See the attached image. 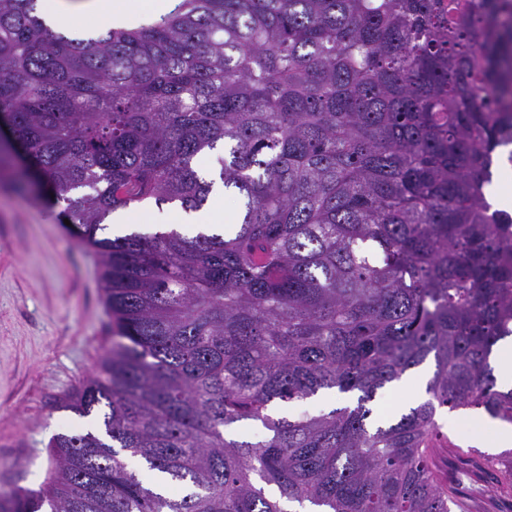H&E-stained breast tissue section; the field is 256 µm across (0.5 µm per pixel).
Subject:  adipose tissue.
<instances>
[{"label": "adipose tissue", "instance_id": "1", "mask_svg": "<svg viewBox=\"0 0 512 512\" xmlns=\"http://www.w3.org/2000/svg\"><path fill=\"white\" fill-rule=\"evenodd\" d=\"M177 0H40L51 26L80 24L88 28L135 23L169 12Z\"/></svg>", "mask_w": 512, "mask_h": 512}]
</instances>
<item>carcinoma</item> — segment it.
<instances>
[{"mask_svg": "<svg viewBox=\"0 0 512 512\" xmlns=\"http://www.w3.org/2000/svg\"><path fill=\"white\" fill-rule=\"evenodd\" d=\"M0 120L28 161L0 170L67 197L112 313L65 404L98 427L55 435L50 480L0 512H472L449 452L500 473L484 512L512 494L511 450L450 449L435 419L512 423L490 363L512 215L487 193L512 147V0H181L88 38L0 0ZM220 145L230 231L98 237L136 204L204 208L195 161ZM428 360L429 398L376 424L378 391ZM333 389L356 405L270 413ZM243 421L267 436L229 437Z\"/></svg>", "mask_w": 512, "mask_h": 512, "instance_id": "1", "label": "carcinoma"}]
</instances>
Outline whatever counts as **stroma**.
Here are the masks:
<instances>
[{"label": "stroma", "instance_id": "1", "mask_svg": "<svg viewBox=\"0 0 512 512\" xmlns=\"http://www.w3.org/2000/svg\"><path fill=\"white\" fill-rule=\"evenodd\" d=\"M111 312L95 250L62 211L0 176V492L37 489L55 467L51 438L89 428L64 402L110 343ZM473 410H439L449 445L487 451L494 434Z\"/></svg>", "mask_w": 512, "mask_h": 512}]
</instances>
